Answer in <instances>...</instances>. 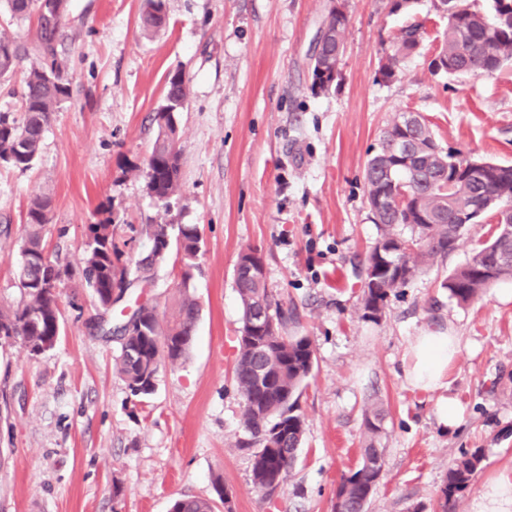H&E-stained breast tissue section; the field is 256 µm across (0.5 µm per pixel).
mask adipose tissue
Returning a JSON list of instances; mask_svg holds the SVG:
<instances>
[{"mask_svg":"<svg viewBox=\"0 0 512 512\" xmlns=\"http://www.w3.org/2000/svg\"><path fill=\"white\" fill-rule=\"evenodd\" d=\"M409 382L418 388L437 390L445 385L449 363L460 352L457 337L444 333L416 337L410 346Z\"/></svg>","mask_w":512,"mask_h":512,"instance_id":"1","label":"adipose tissue"}]
</instances>
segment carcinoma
<instances>
[{
  "instance_id": "carcinoma-1",
  "label": "carcinoma",
  "mask_w": 512,
  "mask_h": 512,
  "mask_svg": "<svg viewBox=\"0 0 512 512\" xmlns=\"http://www.w3.org/2000/svg\"><path fill=\"white\" fill-rule=\"evenodd\" d=\"M447 26L442 33L434 60L446 67V73H493L512 61V0H447ZM12 19L21 21L36 13L37 0H5ZM163 0H146L144 29L151 32L165 24ZM63 24L57 20L48 28L39 25V41L43 55L40 66L31 69L25 79L23 119H9L0 113V163L20 169L31 167L42 143L51 115L70 95V84L58 56ZM423 24L415 22L400 29L392 54L380 66L385 81L396 78L400 62L420 45ZM21 58V49L5 34H0V77L14 72ZM187 98V85L179 72L167 82L165 103L155 113L159 135L174 132L175 113ZM407 136L420 149V167L393 172L396 181H408V188L417 197L419 208L430 213L434 222L413 228L415 236L405 238L398 225L409 223L405 211L395 208L372 212L374 223L381 230L380 238L366 257L361 279L363 316L376 320L387 306L390 295L406 285L423 265L452 253L461 236V225L471 201L487 195L495 197L488 212L494 214L512 204V166L489 167L484 178L467 174L469 154L444 151L436 142L426 121L417 116L401 130L392 123L379 139L377 149L366 162L364 181L369 205L381 188V166L392 161L387 156L390 136ZM180 155L177 149L153 148L152 159L143 176L151 178L147 193L166 198L162 204L169 212L170 200L179 195ZM52 201L48 195L31 201L24 225L18 267L26 282L20 288L19 304L0 311V340L20 341L37 356L50 349L60 333V309L57 288L46 287L47 279L64 281L69 269L59 264L43 245V235L50 223ZM112 217L87 227V242L82 258V277L92 292L97 306L107 312L113 298H121L133 286L131 272L148 281L159 265L156 256L148 253L130 270L126 257L127 243L116 241ZM176 238L177 252L182 256L183 293L170 320L162 322L154 305L142 304L135 309L134 327L117 337L119 348L115 370L130 393L146 397L155 391L160 367L185 360L191 350L199 303L191 291V269L199 250V227L180 224ZM512 278V240L494 237L484 243L469 259L456 268L442 283L449 296L459 304L477 299L484 288ZM242 304L239 328V355L234 367V381L244 401V426L249 439L243 442L252 454V481L270 495L283 486L290 475L298 448L304 438L301 413L302 389L312 375L314 348L307 335L288 334V312L273 300L265 281L251 280L244 275L234 277ZM271 310L275 326H250L251 317L261 308ZM384 420L376 405L364 410L368 433L362 448L360 465L341 478L336 495L342 498L343 512H366L385 466L384 449L377 447ZM484 456L476 449L464 452L448 469L442 490L443 512H448L472 484ZM170 512H214L208 498L176 499Z\"/></svg>"
}]
</instances>
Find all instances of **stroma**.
I'll return each mask as SVG.
<instances>
[{
    "instance_id": "stroma-1",
    "label": "stroma",
    "mask_w": 512,
    "mask_h": 512,
    "mask_svg": "<svg viewBox=\"0 0 512 512\" xmlns=\"http://www.w3.org/2000/svg\"><path fill=\"white\" fill-rule=\"evenodd\" d=\"M341 2V80L316 95L310 55L332 0H165L166 25L149 38L140 28L145 0H69L58 51L70 95L30 169L0 164V308L20 300L15 269L37 195L52 199L47 250L72 272L60 286L52 349L33 356L21 343H0V512H170L174 499L214 497L218 479L235 512H333L342 475L361 462L363 410L373 403L386 414L385 466L366 512H442L448 469L465 451L481 450L484 460L453 512H472L486 485L512 470V280L468 305L442 286L490 238L492 217L391 294L380 319L364 318L355 275L380 236L363 169L383 131L412 112L443 148L512 165V64L433 73L446 21L432 0H416L409 14L391 11V0ZM414 17L426 22L423 44L383 81L380 65ZM0 32L22 50L14 73L0 78V113L19 119L25 76L42 61L38 23L0 9ZM177 71L188 87L177 114L181 191L165 213L137 170ZM104 210L134 260L150 242L132 226L163 219L198 225L202 236L195 344L184 364L161 369L145 398L116 373L118 342L91 325L96 302L79 276L86 226ZM247 248L261 253L269 292L292 310L289 331L315 348L300 399L304 441L270 498L252 482L233 378L242 317L234 269ZM182 269L170 255L107 324L144 302L169 317ZM427 332L460 340L444 389L406 378L409 346ZM443 397L460 412L450 427L436 414Z\"/></svg>"
}]
</instances>
